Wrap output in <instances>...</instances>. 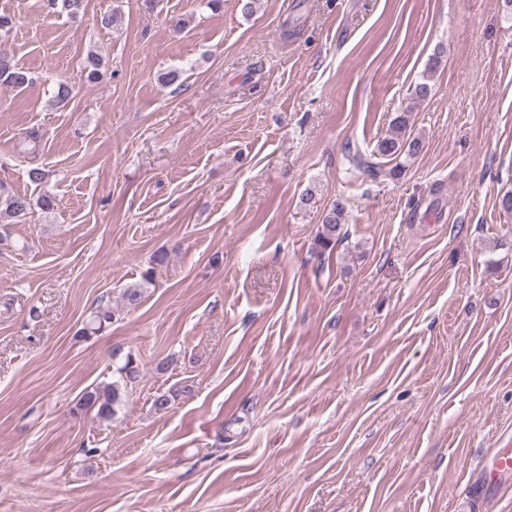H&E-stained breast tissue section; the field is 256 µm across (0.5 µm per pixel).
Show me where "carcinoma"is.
I'll use <instances>...</instances> for the list:
<instances>
[{"label": "carcinoma", "mask_w": 512, "mask_h": 512, "mask_svg": "<svg viewBox=\"0 0 512 512\" xmlns=\"http://www.w3.org/2000/svg\"><path fill=\"white\" fill-rule=\"evenodd\" d=\"M51 9L61 8L70 17L76 18L85 12L86 0H47ZM103 65L102 58L93 52L86 55L83 63V77L92 82L99 76ZM0 82L16 88L31 83L28 71L17 66L10 55L0 49ZM432 87L428 80L417 83L410 92L407 109L397 115L390 124L387 133L380 139L369 155L357 151L347 155L348 171L356 177L361 175L377 176L384 172L392 179L401 178L406 168V161L418 156L424 148L420 137L408 133L409 114L415 106L428 100ZM391 163L388 170H383V162ZM32 209V199L25 194L0 189V219L22 218ZM347 213L346 200L338 197L330 202L322 212L320 228L315 237V245L320 252H331L340 238ZM154 270L148 269L141 276V281L123 290L122 298L125 308L131 310L140 304L144 288L153 282ZM115 312L108 306H100L95 311L89 327L83 334H98L112 324ZM139 375L138 365L132 354L125 355L124 363L112 372V382L103 383L83 393L78 405L83 410L95 412L100 421L111 420L123 405L128 384L136 381Z\"/></svg>", "instance_id": "obj_1"}]
</instances>
